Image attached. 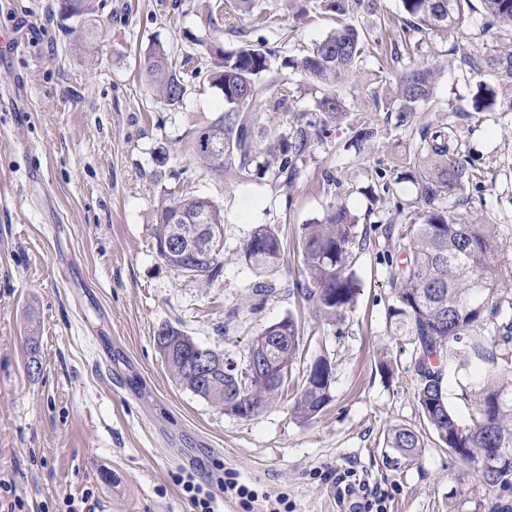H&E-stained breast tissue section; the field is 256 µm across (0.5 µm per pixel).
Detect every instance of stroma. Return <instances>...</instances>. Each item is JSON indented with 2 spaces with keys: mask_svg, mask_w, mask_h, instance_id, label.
<instances>
[{
  "mask_svg": "<svg viewBox=\"0 0 512 512\" xmlns=\"http://www.w3.org/2000/svg\"><path fill=\"white\" fill-rule=\"evenodd\" d=\"M89 15L63 17L58 0H0V27L24 25V56L0 60V512H67L89 495L92 512H189L171 473L208 480L214 468L271 493L287 492L290 512H343L337 474L381 488L387 512H512V489L487 485L435 440L414 396L413 346L389 312L395 303L387 256H399L417 188L406 163L422 132L453 125L477 178L453 196L487 224L512 236V83L491 81V104L472 110L479 75L464 55L485 44L512 48V33L491 27L481 6L460 29L420 39L418 59L443 66L432 103L408 127L376 110L389 94L379 71L397 70L393 25L399 0H380L379 16H344L369 28L374 46L354 78L341 84L349 114L315 141L289 182L237 185L199 168L189 151L200 128L224 112L220 90L192 83L180 107L160 103L144 64L164 45L181 72L208 64L205 47L231 50L265 36L280 61L323 40L338 20L313 0H276L270 19L228 23L216 0H87ZM374 139L357 145V129ZM390 190L363 189L376 166ZM343 182L323 190L325 172ZM204 196L224 210V266L212 286L182 276L159 255L164 206ZM344 203L367 236L355 252L361 282L338 326L323 324L292 292L302 269L301 227ZM397 231L386 235L387 224ZM284 246L279 288L252 311L255 273L235 248L259 225ZM299 322L300 378L313 358L335 367L332 402L314 420L293 414L292 398L241 418L182 389L156 349L165 325L202 346L243 360L252 339L285 317ZM39 338L42 371L26 370L29 335ZM391 364V377L379 365ZM406 425L425 446L387 464L388 429Z\"/></svg>",
  "mask_w": 512,
  "mask_h": 512,
  "instance_id": "1",
  "label": "stroma"
}]
</instances>
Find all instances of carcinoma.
Masks as SVG:
<instances>
[{
	"label": "carcinoma",
	"instance_id": "carcinoma-1",
	"mask_svg": "<svg viewBox=\"0 0 512 512\" xmlns=\"http://www.w3.org/2000/svg\"><path fill=\"white\" fill-rule=\"evenodd\" d=\"M406 25L403 33L456 31L470 0H400ZM485 13L499 25L512 28V0H481ZM321 8L338 17L356 10L374 14L378 0H319ZM371 33L342 25L285 67L308 77L320 96L309 113L288 105L290 77L276 67L277 50L266 41L247 43L234 50L210 45L211 64L191 72V79L222 89L225 110L210 126L199 130L190 145L196 163L218 175L233 174L240 182L256 179L288 182L297 174L316 139L348 113L337 83L354 73L369 53ZM461 64L479 75L512 79V50L495 43ZM438 67L434 63L409 66L396 75L392 96L375 101V107L395 115L396 126L405 127L421 104L431 101ZM148 81L161 101L175 107L182 103L187 80L173 65L161 44L150 51ZM262 100L274 112L291 113L289 130L260 127L252 105ZM406 177L417 186L421 211L407 227L405 256L394 265L390 278L397 286L396 306L389 316L410 337L415 359L413 382L422 417L438 444L481 473L486 483L512 488V293L503 286L500 254L512 244L496 224H481L469 211L448 209V198L470 181L460 156L456 131L446 125L423 137L413 153ZM181 212V222L168 223L171 211ZM196 198L176 200L162 209L157 234L158 251L174 269L206 284L215 281L223 267L221 255L210 252L198 262L178 257L171 240L196 238L206 245V233L197 222ZM358 220L341 202L323 216L301 227V278L296 293L325 322L334 324L351 309L359 294L352 270ZM283 244L278 231L260 225L236 247L237 257L268 278L251 285V310H260L277 291L269 279L279 268ZM157 349L180 386L238 417L256 416L271 407L290 377L300 353L298 323L288 316L264 329L252 342L243 362L234 360L201 375L188 368L204 347L178 328L167 325L155 336ZM268 359L278 381L262 385L252 380L253 354ZM479 364L485 373L477 385L461 387L459 400L468 405L470 421L462 423L448 403L446 371L464 372ZM333 365L329 357H316L297 388L293 412L308 422L331 401ZM385 447L395 454L392 463L414 457L424 448L420 432L405 426L388 430Z\"/></svg>",
	"mask_w": 512,
	"mask_h": 512
}]
</instances>
